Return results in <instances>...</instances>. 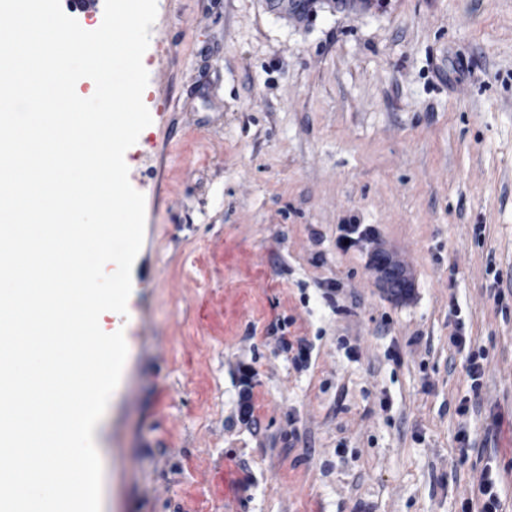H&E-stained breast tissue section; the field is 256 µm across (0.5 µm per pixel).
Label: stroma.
I'll list each match as a JSON object with an SVG mask.
<instances>
[{
  "label": "stroma",
  "instance_id": "35a3bbf8",
  "mask_svg": "<svg viewBox=\"0 0 512 512\" xmlns=\"http://www.w3.org/2000/svg\"><path fill=\"white\" fill-rule=\"evenodd\" d=\"M157 3L152 123L125 153L145 276L103 318L128 355L93 433L101 512H460L488 464L512 512V0L301 22L266 0ZM349 224L406 266V297L342 247ZM453 305L488 354L464 418ZM280 322L313 343L308 369ZM278 348L285 353H293L292 363L297 369L308 368L311 360L314 346L307 339L298 337L289 340L286 336H278ZM238 407L239 416L244 423L257 424L258 420L255 416L254 380L257 372L251 365H240L238 368Z\"/></svg>",
  "mask_w": 512,
  "mask_h": 512
}]
</instances>
